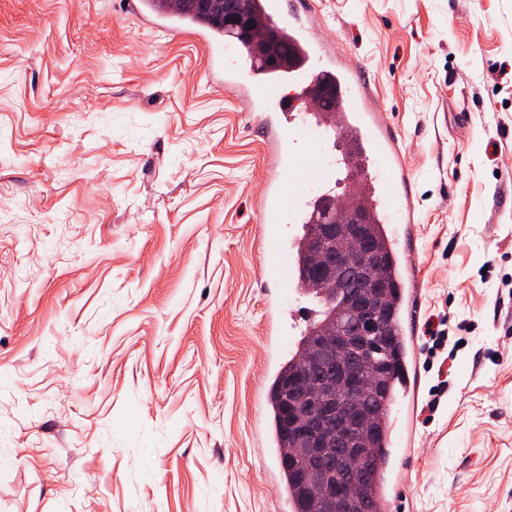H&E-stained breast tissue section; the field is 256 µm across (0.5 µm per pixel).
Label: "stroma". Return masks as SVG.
<instances>
[{
	"label": "stroma",
	"instance_id": "35a3bbf8",
	"mask_svg": "<svg viewBox=\"0 0 512 512\" xmlns=\"http://www.w3.org/2000/svg\"><path fill=\"white\" fill-rule=\"evenodd\" d=\"M127 2L0 0V512H289L265 135ZM281 9L370 81L415 206L403 325L457 343L394 406L397 512H512V0Z\"/></svg>",
	"mask_w": 512,
	"mask_h": 512
}]
</instances>
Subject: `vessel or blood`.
Returning <instances> with one entry per match:
<instances>
[{"mask_svg":"<svg viewBox=\"0 0 512 512\" xmlns=\"http://www.w3.org/2000/svg\"><path fill=\"white\" fill-rule=\"evenodd\" d=\"M263 24H277L295 50L285 77L257 80L250 58L226 67L228 85L251 97L256 121L270 130L271 174L260 202L266 261L263 277L281 296L298 293L301 255L307 226L322 198L355 167L367 178L360 197L376 224L392 214L411 211L408 193L380 180V171L401 165L402 153L387 121L375 110L373 90L360 71L322 54L298 14L282 13L277 0H257ZM335 90L333 106L322 91Z\"/></svg>","mask_w":512,"mask_h":512,"instance_id":"vessel-or-blood-1","label":"vessel or blood"}]
</instances>
